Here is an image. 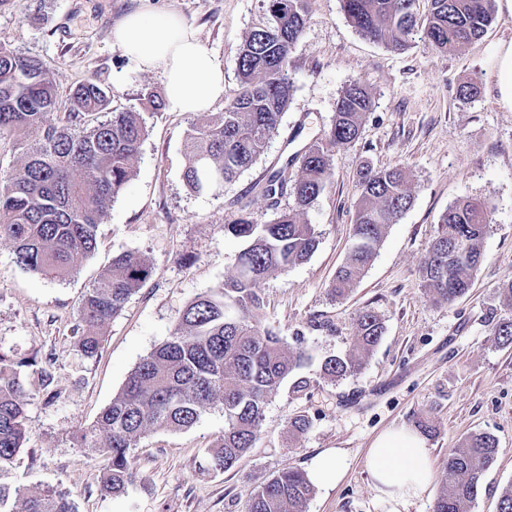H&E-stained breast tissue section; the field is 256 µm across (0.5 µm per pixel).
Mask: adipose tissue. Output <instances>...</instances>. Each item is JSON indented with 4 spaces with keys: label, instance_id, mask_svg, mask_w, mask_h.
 I'll return each instance as SVG.
<instances>
[{
    "label": "adipose tissue",
    "instance_id": "obj_1",
    "mask_svg": "<svg viewBox=\"0 0 512 512\" xmlns=\"http://www.w3.org/2000/svg\"><path fill=\"white\" fill-rule=\"evenodd\" d=\"M113 40L141 69L162 71L168 111L194 115L223 98V67L206 56L195 31L177 13L132 12L117 24ZM366 465L386 512H405L427 495L435 479L426 440L412 428L379 434Z\"/></svg>",
    "mask_w": 512,
    "mask_h": 512
}]
</instances>
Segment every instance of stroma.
Returning a JSON list of instances; mask_svg holds the SVG:
<instances>
[{
	"label": "stroma",
	"instance_id": "obj_1",
	"mask_svg": "<svg viewBox=\"0 0 512 512\" xmlns=\"http://www.w3.org/2000/svg\"><path fill=\"white\" fill-rule=\"evenodd\" d=\"M170 9L199 33L206 54L224 67V96L239 89L238 49L258 23L260 0H0V43L35 57L49 69L59 102L86 80L106 88L110 109L140 108L145 90L163 92L161 70H142L114 44L112 31L143 6ZM494 19L478 41L448 54L414 44L390 51L357 32L340 0H309L303 34L290 54L294 93L265 154L223 195L195 194L184 181L191 115L160 110L147 115L133 179L98 228L94 252L78 257L66 279L49 280L17 264L14 246L0 236V350L14 357L51 356L59 391L46 399L41 381L23 369L29 395L27 442L0 467V486L24 494L56 489L69 494L76 512H244L250 490L289 467L310 470L322 451H339L345 476L337 487L315 488L306 512H382L366 468L367 451L383 431L433 421L426 444L435 472L472 432L494 434L500 453L485 474L469 512H498L512 483V344L492 328L512 318L503 287L512 283V108L498 91L495 49L512 42V10L494 0ZM476 79L479 96L461 101L458 86ZM358 82L375 104L359 138L335 151L325 191L303 218L319 244L304 263L261 285L265 321L288 344L309 355L301 376L308 390L283 384L265 407L259 440L235 468L209 469L206 452L224 432L215 407L177 432L142 437L131 454L142 480L117 496H101L98 448L80 445L79 433L120 392L133 368L165 342L184 308L231 275L240 240L224 227L241 213L270 223L292 197L270 205L257 185L286 159L324 139L342 90ZM399 165L411 174L412 207L377 249L363 278L342 298L331 282L352 245L363 167ZM487 200L492 222L485 258L469 292L452 304L424 295L420 260L441 215L456 201ZM123 252L152 266L147 283L102 327L103 348L88 358L77 347L79 304L100 273ZM370 309L385 333L359 372L324 377L323 360L351 346L355 322ZM312 421L290 436L288 421Z\"/></svg>",
	"mask_w": 512,
	"mask_h": 512
}]
</instances>
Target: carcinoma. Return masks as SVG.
<instances>
[{"label": "carcinoma", "mask_w": 512, "mask_h": 512, "mask_svg": "<svg viewBox=\"0 0 512 512\" xmlns=\"http://www.w3.org/2000/svg\"><path fill=\"white\" fill-rule=\"evenodd\" d=\"M261 21L238 52L239 90L222 112H201L186 138L183 180L196 193L219 196L263 155L276 134L294 92L288 75L289 55L304 31L308 0H260ZM418 0H342L350 24L369 40L393 52L416 42L442 54L479 40L493 20V0H429L422 19ZM141 112L108 110L106 91L93 81L70 95L65 120L52 121L59 100L44 63L0 44V135L22 145L20 162L0 176V236L14 244L16 260L51 280L73 271L77 256L97 246L99 224L115 197L134 175L147 133L144 113L164 106L154 92L142 93ZM374 100L359 82L347 86L336 102L335 118L325 141L309 146L298 172L291 163L271 171L259 184L271 205L288 194L296 208L279 212L269 224L246 215L224 225V234L243 242L234 273L224 283L191 301L162 345L143 358L112 403L78 439L99 446L107 457L99 491L119 495L140 478L130 450L152 431H181L201 413L219 404L224 433L208 449L209 466L228 470L255 444L268 399L287 381L293 392L310 386L298 375L309 358L264 324L260 284L269 276L309 259L317 246L314 225L300 220L304 210L326 189L332 150L355 142ZM353 224L354 245L339 268L332 290L341 296L371 265L388 227L412 205L405 170L362 169ZM491 211L486 202L461 199L441 216L430 248L420 263L421 288L429 301L451 304L471 288L484 260L483 240ZM152 268L139 255L112 258L82 300L81 352H100L98 330L117 315L150 279ZM384 326L372 310L359 315L351 348L326 358L325 376L342 379L357 373L379 344ZM38 367L43 390L56 399L54 378L35 359L0 352V465L11 462L27 436L23 367ZM499 453L488 433L468 436L448 455L433 512H468L486 471ZM314 492L307 474L288 468L273 474L249 494L246 512H306ZM21 500V512H75L68 495H36L0 489V509Z\"/></svg>", "instance_id": "obj_1"}]
</instances>
